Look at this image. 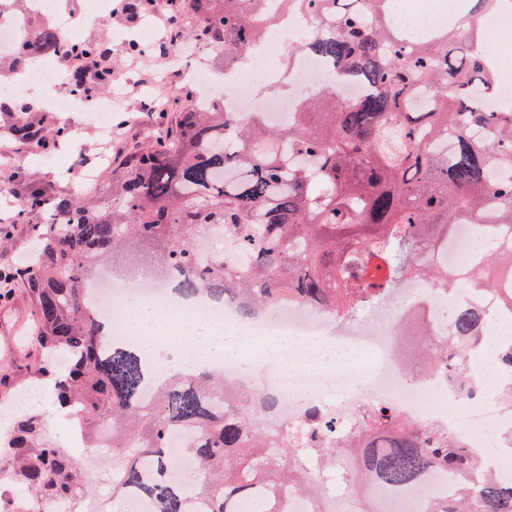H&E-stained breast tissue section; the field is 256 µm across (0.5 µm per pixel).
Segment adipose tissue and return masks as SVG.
<instances>
[{
    "label": "adipose tissue",
    "instance_id": "1",
    "mask_svg": "<svg viewBox=\"0 0 512 512\" xmlns=\"http://www.w3.org/2000/svg\"><path fill=\"white\" fill-rule=\"evenodd\" d=\"M135 341L152 361L180 368L185 355H192L197 370H209L211 365L231 357L247 370L258 364H276L288 367L307 366L326 373L352 369L361 359V353L344 341L324 337L313 349L303 347L298 336L288 338L270 336L255 341L233 326H215L198 317L192 302L179 300L177 315L170 316L148 305L140 306L132 326ZM171 337L168 345H160L161 337Z\"/></svg>",
    "mask_w": 512,
    "mask_h": 512
}]
</instances>
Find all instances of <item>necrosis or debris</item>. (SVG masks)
Returning <instances> with one entry per match:
<instances>
[{
  "instance_id": "4bbe7bcc",
  "label": "necrosis or debris",
  "mask_w": 512,
  "mask_h": 512,
  "mask_svg": "<svg viewBox=\"0 0 512 512\" xmlns=\"http://www.w3.org/2000/svg\"><path fill=\"white\" fill-rule=\"evenodd\" d=\"M260 12L278 17L279 23L268 29L259 44L258 54L274 58V65L263 76L267 84H289L293 92L286 96L245 98L243 88L251 77L252 56L240 54L224 76L213 75L200 45L173 46L167 53L171 67L182 70L184 78L198 90L197 108L214 105L242 117L262 113L277 126L286 125L297 111L302 94L315 95L323 89L335 88L338 98L351 102L366 94L365 85L346 81L335 83L333 68L312 54L303 53L286 60L289 47L309 37L320 28L312 17L299 13L286 14L281 0H261ZM56 18L71 40L83 38L82 29L69 16L60 13L56 0H24L19 11L0 16V53L7 55L25 37L36 17ZM491 240L499 249L512 248V226L487 218L483 228L468 219H460L434 253V261L452 279H479L483 265L482 241ZM479 287L466 293H438L430 280L422 276L407 278L401 289L384 299L385 317L376 322L359 320L349 325L347 334L365 353V360L355 369L327 378L305 369L287 370L263 367L258 373L242 375L235 361L225 360L218 368L225 379L240 392H272L279 395L280 413L266 419L269 430H281L297 422L311 408H318L325 419L344 424L348 442H357L361 434V412L367 405L379 404L396 410L401 416L417 419L448 433L462 447L481 458L489 476L499 479L512 472V403L506 402L501 389L512 372L495 366L490 380L480 382L479 391L466 397V382L447 373L432 370L422 374L409 370L411 353L407 338L414 322L425 324L432 335L451 333V319L446 309H459L477 304L490 312L500 330L501 339L512 338V307H504L501 289L494 279H480ZM87 292L102 311L111 314L110 335L125 340L132 318L127 298H137L158 307H168L173 290L167 269L148 264L116 268L104 267L87 285ZM335 318L326 310L296 300H282L273 312L263 313L249 324V335L303 336L319 338L332 333ZM417 493L393 492L382 486L367 489L365 495L337 501L330 489H322L312 499L295 490L284 493L282 512H423Z\"/></svg>"
}]
</instances>
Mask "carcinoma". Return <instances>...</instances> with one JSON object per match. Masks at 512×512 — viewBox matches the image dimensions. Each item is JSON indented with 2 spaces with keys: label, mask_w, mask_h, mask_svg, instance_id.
<instances>
[{
  "label": "carcinoma",
  "mask_w": 512,
  "mask_h": 512,
  "mask_svg": "<svg viewBox=\"0 0 512 512\" xmlns=\"http://www.w3.org/2000/svg\"><path fill=\"white\" fill-rule=\"evenodd\" d=\"M192 38L224 56L259 42L274 17L256 11L259 0H206ZM287 8L324 21L325 32L304 49L329 61L335 81L357 80L369 94L345 103L336 92L303 101L286 126H268L261 115L243 120L222 110L178 113L175 125L112 168V192L100 198L52 200L29 184L16 195L18 212L46 210L51 222L33 228V256L17 274L33 298L37 344L48 356L69 355L65 370L49 360L31 368L53 383L55 401L76 416L84 440L102 448L103 430L118 449L112 469L89 472L69 449L47 438L43 416L19 415L0 438V482L12 486L10 512H33L36 503L63 501L68 512H109L92 496L95 482L109 486L112 502L134 497L147 512H281L277 490L291 486L315 497L318 485L298 463L314 454L329 463L339 447L308 443L317 412L271 436L261 420L281 401L270 393L240 395L224 375L201 371L185 382H161L152 404L142 405L151 372L131 341L103 337L106 315L86 294V284L109 262L141 258L167 267L177 291L231 301L249 318L286 297L311 302L347 320L359 307L400 288L413 273L443 285L431 265L446 226L489 213L512 225V107L485 112L475 91H492L497 72L476 47L477 26L501 0H472L466 12L468 43L449 44L456 25L422 35L391 32L392 0H283ZM13 57L69 64L70 90L85 89L84 61L98 62V85L112 74L109 52L74 42L47 23L34 24ZM426 91L428 112L409 111L412 96ZM25 112L21 93L0 100V110ZM474 129L489 132L478 140ZM18 139L48 154L59 128L42 136L26 123ZM309 163L286 165L279 144ZM224 228L230 258L212 262L196 247L205 228ZM484 270H512V252L490 249ZM489 317L469 307L454 313L457 341L442 343L419 333L415 345L434 365L463 373L482 341ZM225 399L218 409L214 402ZM366 442L359 449L360 476L394 489L420 487L437 467L471 478L451 502L425 512H512V482L479 474L469 449L447 433L373 405L365 410ZM193 439L187 455L201 482L188 489L172 478L171 431Z\"/></svg>",
  "instance_id": "cac0c4a2"
}]
</instances>
